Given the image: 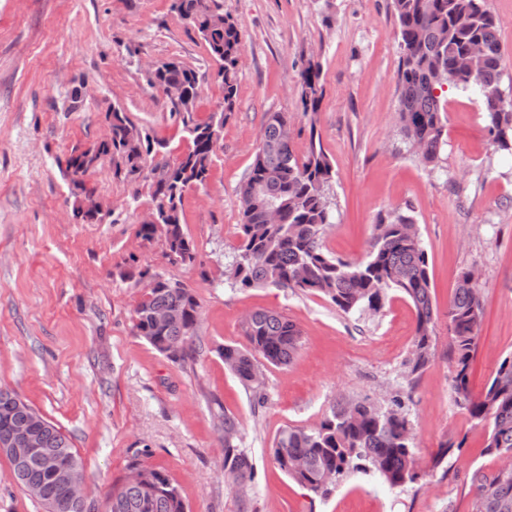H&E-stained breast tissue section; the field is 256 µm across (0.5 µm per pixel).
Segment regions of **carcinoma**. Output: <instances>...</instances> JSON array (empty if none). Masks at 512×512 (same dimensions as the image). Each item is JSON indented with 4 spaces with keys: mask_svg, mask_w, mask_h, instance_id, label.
Returning <instances> with one entry per match:
<instances>
[{
    "mask_svg": "<svg viewBox=\"0 0 512 512\" xmlns=\"http://www.w3.org/2000/svg\"><path fill=\"white\" fill-rule=\"evenodd\" d=\"M392 4L400 48L399 119L408 143L417 145L422 160L436 162L447 130L435 90L448 84L479 92L493 147L512 153V99H506L500 88L498 21L486 0H392ZM171 8L198 30L218 65V77L224 84L221 110L198 121L195 70L177 61L165 62L147 74V83L184 86L186 96L172 103V111L188 134L187 150L170 157L164 143L153 140L114 106L106 114L104 138L74 150L66 171L72 175L74 187L84 193L80 177L102 158L112 159L115 177L131 181L139 178L145 158H150V196L160 223L141 225L140 235L150 239L161 233L172 260L192 263L197 250L183 232L182 197L186 190L207 180L216 154L214 137L234 112L242 41L230 18L220 24L211 22L214 11L220 9L219 0H172ZM301 79L305 111L315 112L323 94L320 65L308 64ZM287 123L280 112L269 115L262 133L264 147L241 184V239L227 256L224 282L232 288L275 286L293 293L321 294L346 314L377 313L388 292L394 290L415 310V342L407 366L409 374H420L434 355L436 311L427 253L419 234L410 232L414 217L407 212L379 217L365 258L359 262L333 256L322 243L332 219L328 195L332 165L313 136L307 153L296 155L291 140L284 136ZM272 209L280 213L278 224L268 221ZM467 276L468 272L461 273L448 306L452 389L458 407L487 426V452L500 457L512 454V357L500 363L484 392L478 396L471 393L469 372L485 299L480 281L469 285ZM161 312L177 313L182 321L161 324L155 320ZM198 317L199 303L189 288L178 281L169 285L155 275L135 309L134 330L156 351L179 361L195 335ZM244 333L247 345H226L221 357L260 407L266 393L255 374L262 372L265 362L289 365L302 345V334L288 318L267 310L252 312ZM41 423V455L12 465L15 478L25 489L31 483L40 485L37 500L48 512H86L84 506L66 498L64 487L43 464V457L72 448L68 437L18 395L0 390V441ZM222 424L224 482L248 489L255 482V472L251 458L239 447L238 421L226 412ZM271 453L281 471L324 497L351 471L377 475L392 489L418 478L414 438L398 401L389 407L365 399L338 404L313 429L282 430ZM132 467L143 473L138 481L112 489L111 512H187L178 487L164 470L137 462ZM471 484L470 512H512V471L479 468L473 472Z\"/></svg>",
    "mask_w": 512,
    "mask_h": 512,
    "instance_id": "carcinoma-1",
    "label": "carcinoma"
}]
</instances>
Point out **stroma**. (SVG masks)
<instances>
[{"instance_id": "obj_1", "label": "stroma", "mask_w": 512, "mask_h": 512, "mask_svg": "<svg viewBox=\"0 0 512 512\" xmlns=\"http://www.w3.org/2000/svg\"><path fill=\"white\" fill-rule=\"evenodd\" d=\"M220 2L242 38L238 93L205 184L183 197V228L198 255L182 264L163 237L139 233L152 206L145 180H118L101 161L84 183L104 216L83 223L65 169L74 148L105 136L115 106L172 155L187 148L145 70L170 60L194 68L197 117L206 120L224 88L197 30L171 0H0V390L70 438L87 512H105L135 459L164 469L189 512H469L472 472L499 460L485 452L484 426L454 401L448 305L461 272L476 270L486 301L469 382L480 394L512 356V155L494 151L478 95L456 87L438 93L448 132L438 163L408 151L392 0ZM487 7L499 22L501 88L511 96L512 0ZM311 62L321 67L323 97L309 116L301 73ZM272 112L287 116L296 154L316 137L333 165L330 253L363 259L378 216L411 209L437 312L435 356L422 374L408 373L416 319L401 295L361 317L319 294L225 285L224 255L240 242L239 187ZM151 274L182 282L200 304L184 360L134 332ZM261 309L296 323L303 342L290 365H264L267 402L257 408L219 351L246 346L244 319ZM395 395L423 462L416 482L392 489L353 471L321 498L273 463L281 429L317 426L350 399L384 405ZM226 412L256 465L244 500L224 482ZM451 442L461 451L430 469ZM0 512H44L1 453Z\"/></svg>"}]
</instances>
